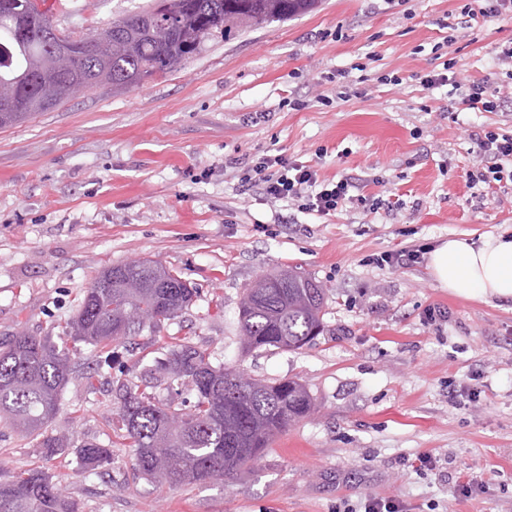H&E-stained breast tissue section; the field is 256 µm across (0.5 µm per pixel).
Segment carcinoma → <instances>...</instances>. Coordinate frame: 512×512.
<instances>
[{
	"instance_id": "carcinoma-1",
	"label": "carcinoma",
	"mask_w": 512,
	"mask_h": 512,
	"mask_svg": "<svg viewBox=\"0 0 512 512\" xmlns=\"http://www.w3.org/2000/svg\"><path fill=\"white\" fill-rule=\"evenodd\" d=\"M319 0H152L67 44V62L42 83L51 48L71 34L54 25L57 0H0V129L48 112L76 94L73 86L110 85L128 89L166 77L197 56L208 41L305 14ZM196 288L167 267L152 276L144 262L131 261L99 274L68 323L74 342L93 346L110 366L115 329L158 326L178 316ZM326 289L295 269L259 276L245 289L239 324L246 352L274 348L295 351L323 330ZM71 376V355L49 336L20 334L0 343V422L39 439L46 459L68 447L44 435ZM192 387L195 401L183 408L162 400L154 389L162 378ZM117 411L124 440L135 449L139 472L172 485L234 477L258 460L273 438L314 410L307 388L294 380L266 381L212 362L211 353L176 342L140 382L118 383ZM82 474L98 472L110 449L87 442L76 449ZM0 512H79L42 466L0 482Z\"/></svg>"
}]
</instances>
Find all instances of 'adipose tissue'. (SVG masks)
<instances>
[{"label":"adipose tissue","instance_id":"adipose-tissue-1","mask_svg":"<svg viewBox=\"0 0 512 512\" xmlns=\"http://www.w3.org/2000/svg\"><path fill=\"white\" fill-rule=\"evenodd\" d=\"M429 268L449 294L486 303L512 300V237H488L480 244L461 239L439 243Z\"/></svg>","mask_w":512,"mask_h":512}]
</instances>
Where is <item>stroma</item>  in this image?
<instances>
[{"mask_svg": "<svg viewBox=\"0 0 512 512\" xmlns=\"http://www.w3.org/2000/svg\"><path fill=\"white\" fill-rule=\"evenodd\" d=\"M466 0H321L309 14L205 49L165 78L98 87L0 130V339L58 337L99 271L138 259L198 290L178 317L131 335L124 371L82 346L47 425L69 444L43 462L37 440L0 425V481L40 464L80 512H336L392 495L409 512H512V301L439 288L427 262L378 257L447 239L512 234V185L469 187L475 133L512 131V112H452L426 88L439 24ZM149 0H63L54 23L89 33ZM455 68L506 84L498 63L512 18L457 30ZM340 71L343 83L325 82ZM396 74L400 85L383 83ZM361 97L340 100L341 85ZM298 96L309 106L283 105ZM256 112L268 121L254 124ZM318 159L321 179L358 178L363 194L397 196L396 215L344 207L332 216L240 194L226 160L243 154ZM296 267L328 290L324 331L296 352H241L238 311L258 275ZM446 309L439 324L430 307ZM269 381L307 387L314 412L233 479L174 487L145 478L121 438L120 376H142L170 339ZM112 458L80 474L75 447ZM428 453L472 495L417 469Z\"/></svg>", "mask_w": 512, "mask_h": 512, "instance_id": "obj_1", "label": "stroma"}]
</instances>
